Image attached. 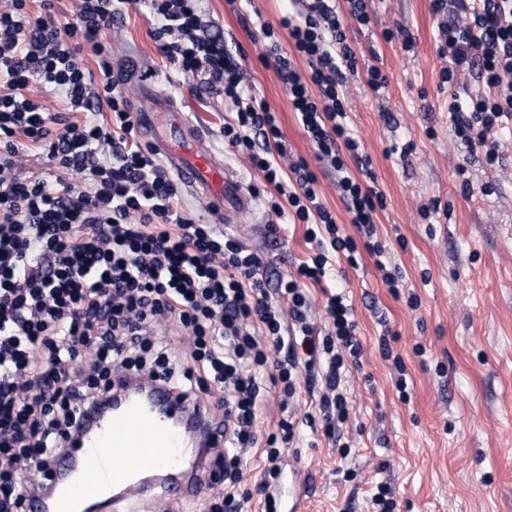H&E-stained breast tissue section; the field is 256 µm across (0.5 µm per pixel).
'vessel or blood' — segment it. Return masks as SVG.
<instances>
[{
    "label": "vessel or blood",
    "mask_w": 512,
    "mask_h": 512,
    "mask_svg": "<svg viewBox=\"0 0 512 512\" xmlns=\"http://www.w3.org/2000/svg\"><path fill=\"white\" fill-rule=\"evenodd\" d=\"M160 107L162 120L144 126L152 146L211 209L249 211L250 195L233 173L216 164L205 132L168 102ZM181 409L161 395L147 407L131 404L99 414L58 467L67 480L55 489L53 512H160L164 505L180 512L198 500L209 473L200 453L185 447L173 427L171 415Z\"/></svg>",
    "instance_id": "obj_1"
}]
</instances>
